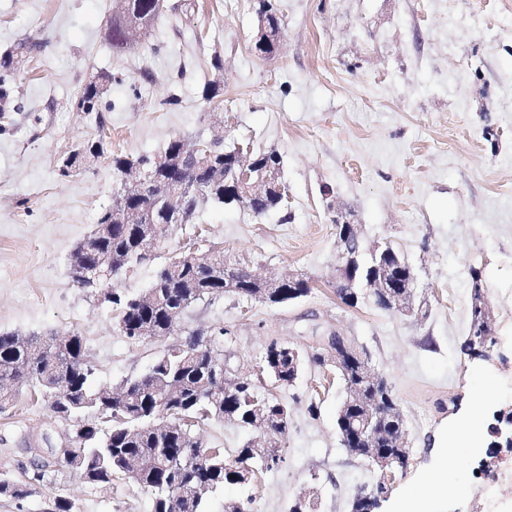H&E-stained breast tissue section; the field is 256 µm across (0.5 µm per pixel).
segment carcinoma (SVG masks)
I'll return each mask as SVG.
<instances>
[{
	"instance_id": "cac0c4a2",
	"label": "carcinoma",
	"mask_w": 512,
	"mask_h": 512,
	"mask_svg": "<svg viewBox=\"0 0 512 512\" xmlns=\"http://www.w3.org/2000/svg\"><path fill=\"white\" fill-rule=\"evenodd\" d=\"M126 25L125 15L115 12L106 21L107 35L112 49L118 53L125 48L120 31ZM42 43L26 39L13 48L0 53V133L13 125L12 113L20 111L17 103V80L21 69L34 59ZM112 83V74L100 73L93 77L72 101L73 111L86 119L95 121L99 137L78 146L80 150L92 149L98 157L111 159L112 170L119 174L127 165L139 164L151 172L155 180L167 179L169 175L161 169H153V156L141 155L131 159L108 150L105 132L106 122L101 110L104 92L101 88ZM234 147L217 145L207 163L187 173L199 182L209 178V164H220L226 168L233 165ZM256 165L273 169L281 164V156L274 150L252 154ZM282 205L281 194L273 190L263 198L252 202V214L262 217ZM107 255L117 268H132L138 264L137 241L134 234L120 228L109 237L93 240L83 254V260L93 262L99 255ZM227 261L224 251L217 250L210 261L203 265L184 263L163 265L151 286L155 302L146 314L131 308L133 297L112 290V311L117 317H125V323L135 324L148 317L158 332L170 333L167 319L170 310L178 308L187 300L202 301L220 297L235 288L234 294L251 297L252 284L246 277L234 283L213 274ZM482 312L470 308V330L464 349L475 357L483 355L486 337L481 327ZM199 339L191 336L170 350L163 349L147 373L148 379L137 378L126 381L135 388L130 402L122 412L124 421H109L105 429L85 425L74 433L73 447L69 454L81 460L82 466L66 465L84 476L90 484H110L115 478L133 479L136 484L151 488L153 512H166L168 487L176 480L194 477L208 484L214 491L226 484L243 487L252 484V464L263 461L252 456V442H245L236 450L233 460H228L224 449H210V457L204 465L191 470L185 462L193 461L197 455L198 436L195 427L210 420H229L246 428L250 419L262 415L272 431V444L283 447L288 434V407L284 401L272 394H262L253 380H248L243 389L234 395H225L224 389L214 380V363L224 361L223 350L200 351ZM47 343L31 336L22 339L10 332L0 333V412L12 405L20 391L42 389L47 394L49 407L57 415L69 413L78 418L87 411L100 419L112 413V407L101 401L103 387L94 386L95 369L87 359L82 344L62 350L56 354L43 351ZM167 398L166 411L170 418L181 423L180 431L173 435L166 447H159L151 425L156 421V396Z\"/></svg>"
}]
</instances>
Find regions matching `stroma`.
<instances>
[{"label": "stroma", "instance_id": "35a3bbf8", "mask_svg": "<svg viewBox=\"0 0 512 512\" xmlns=\"http://www.w3.org/2000/svg\"><path fill=\"white\" fill-rule=\"evenodd\" d=\"M165 2L148 36L117 54L105 36L116 0H0L1 52L33 36L47 44L18 80L12 131L0 134V333L77 334L96 384L112 387L145 372L163 348L120 334L111 307L68 270L73 248L111 206L117 177L103 158L68 178L57 164L96 138L71 102L110 72L102 110L116 152L152 155L173 137L199 135L282 156V210L256 217L203 206L157 250L167 261L199 232L255 274L295 267L312 279L295 303L227 294L195 304L173 333L182 341L224 328L229 372L288 404L283 460L245 490L255 512H289L312 489L318 512H351L358 489L377 479L340 444L344 388L334 371L308 363L283 387L262 370L271 341L308 356L333 332L370 352L407 421L409 465L378 512H396L404 489L442 464L463 491L434 499L429 512H484L474 473L498 461L492 429L512 412V36L500 31L512 0H276L283 38L265 58L252 50L255 0ZM215 55L223 70L212 67ZM212 80L223 102L211 108L201 91ZM334 204L361 224L365 246L391 241L416 269L428 303L422 321L337 297ZM475 270L493 316L477 358L462 350ZM466 413L481 426L479 448L439 458L435 435ZM71 429L46 398L21 393L0 413V478L24 480ZM245 491L208 493L207 512H224ZM60 498L70 512H152L153 502L132 481L95 486L64 470L29 484L25 497L1 495L0 512H52Z\"/></svg>", "mask_w": 512, "mask_h": 512}]
</instances>
